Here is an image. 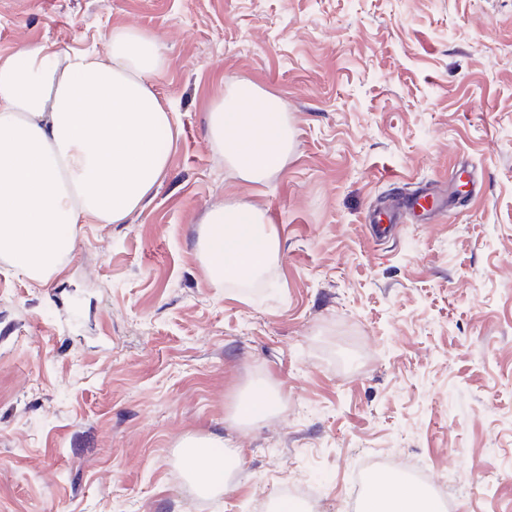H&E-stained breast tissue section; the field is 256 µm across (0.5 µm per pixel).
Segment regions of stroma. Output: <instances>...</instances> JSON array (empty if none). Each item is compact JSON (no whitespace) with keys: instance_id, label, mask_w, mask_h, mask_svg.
I'll return each instance as SVG.
<instances>
[{"instance_id":"stroma-1","label":"stroma","mask_w":512,"mask_h":512,"mask_svg":"<svg viewBox=\"0 0 512 512\" xmlns=\"http://www.w3.org/2000/svg\"><path fill=\"white\" fill-rule=\"evenodd\" d=\"M120 27L161 42L176 137L139 207L79 225L47 282L0 259V512H251L259 488L280 512L305 473L351 512L355 463L386 448L470 476L447 512H512V0H0V57L104 54ZM235 81L293 130L264 184L211 142ZM461 168L466 204L374 241L368 213ZM231 202L280 249L218 288L198 240ZM264 387L296 414L237 423ZM190 435L239 456L221 495L179 468Z\"/></svg>"}]
</instances>
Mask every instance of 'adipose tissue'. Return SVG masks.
Masks as SVG:
<instances>
[{
	"label": "adipose tissue",
	"mask_w": 512,
	"mask_h": 512,
	"mask_svg": "<svg viewBox=\"0 0 512 512\" xmlns=\"http://www.w3.org/2000/svg\"><path fill=\"white\" fill-rule=\"evenodd\" d=\"M165 67L152 34L117 28L107 54L59 59L37 45L0 59V258L31 280L56 274L78 224H118L165 171L174 137L152 88ZM212 142L245 181L265 183L292 148L280 100L247 82L226 88L209 114ZM216 285L258 275L279 254L274 225L245 202L213 210L198 243ZM220 436L186 437L178 463L210 494L240 463ZM361 512H437L415 486L383 482Z\"/></svg>",
	"instance_id": "obj_1"
}]
</instances>
